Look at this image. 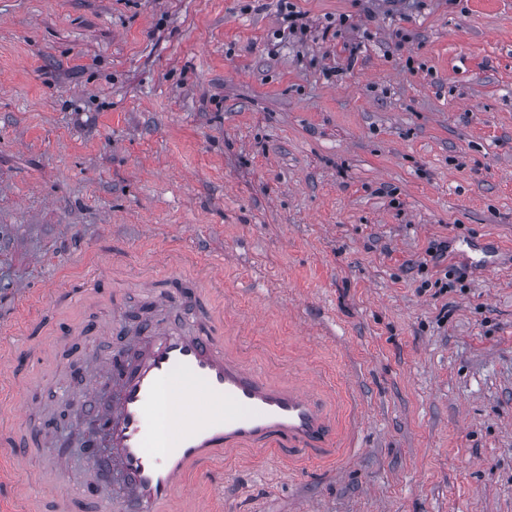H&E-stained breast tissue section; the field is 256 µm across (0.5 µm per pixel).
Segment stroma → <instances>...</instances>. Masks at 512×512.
Instances as JSON below:
<instances>
[{
  "label": "stroma",
  "instance_id": "1",
  "mask_svg": "<svg viewBox=\"0 0 512 512\" xmlns=\"http://www.w3.org/2000/svg\"><path fill=\"white\" fill-rule=\"evenodd\" d=\"M292 2L286 35L280 0H0V437L27 512L100 488L112 389L87 404L82 377L199 306L269 382L317 383L340 440L233 452L175 512H512V0ZM483 236L497 268L445 288ZM169 282L196 304L151 308Z\"/></svg>",
  "mask_w": 512,
  "mask_h": 512
}]
</instances>
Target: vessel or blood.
Instances as JSON below:
<instances>
[{"mask_svg": "<svg viewBox=\"0 0 512 512\" xmlns=\"http://www.w3.org/2000/svg\"><path fill=\"white\" fill-rule=\"evenodd\" d=\"M486 240L467 241L461 257L479 269L493 267ZM188 378L203 396L223 405V415L186 409L176 432L157 431L165 387ZM112 386L101 411L104 465L118 472L122 499L137 512H161L177 488L204 464L247 449H287L290 458L316 457L334 444V430L322 397L301 382L273 384L224 352L215 325L196 319L192 330L173 331L155 320L143 331V345L127 355H108L98 376L86 380Z\"/></svg>", "mask_w": 512, "mask_h": 512, "instance_id": "1", "label": "vessel or blood"}]
</instances>
